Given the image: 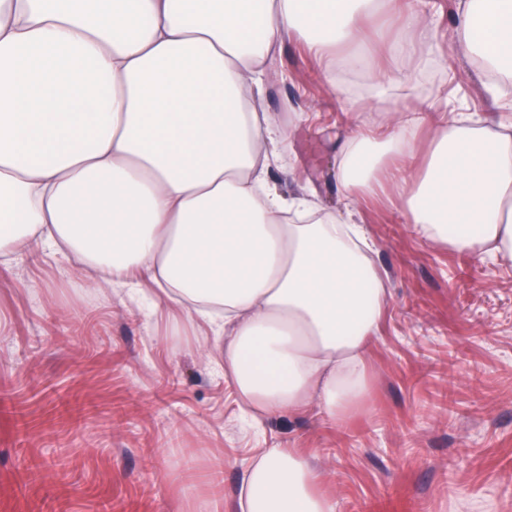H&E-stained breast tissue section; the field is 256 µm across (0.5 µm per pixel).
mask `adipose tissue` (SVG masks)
I'll return each instance as SVG.
<instances>
[{
  "instance_id": "1",
  "label": "adipose tissue",
  "mask_w": 512,
  "mask_h": 512,
  "mask_svg": "<svg viewBox=\"0 0 512 512\" xmlns=\"http://www.w3.org/2000/svg\"><path fill=\"white\" fill-rule=\"evenodd\" d=\"M430 0H0V257L50 250L156 298L224 339V369L265 414L345 420L370 391L368 351L391 294L366 237L271 175L260 74L284 37L331 78L381 9L404 25L395 68L356 56L376 92L435 56ZM452 35L512 86V0H457ZM429 129L426 150L419 133ZM353 204L390 188L425 240L512 264V121L440 104L385 133L349 125L338 166ZM309 455L246 470L241 512H338Z\"/></svg>"
}]
</instances>
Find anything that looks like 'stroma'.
Masks as SVG:
<instances>
[{"instance_id":"obj_1","label":"stroma","mask_w":512,"mask_h":512,"mask_svg":"<svg viewBox=\"0 0 512 512\" xmlns=\"http://www.w3.org/2000/svg\"><path fill=\"white\" fill-rule=\"evenodd\" d=\"M402 24L374 17L337 63L376 53ZM450 33L384 100L365 71L330 87L284 38L263 74L264 106L288 133L269 145L280 192L340 208L337 153L355 117L443 99L492 111ZM353 219L392 298L368 407L341 423L314 408L253 420L211 330L149 310L150 286L99 285L48 252L0 263V512H238L245 471L273 448L312 453L339 512H512V266L423 240L387 194Z\"/></svg>"}]
</instances>
